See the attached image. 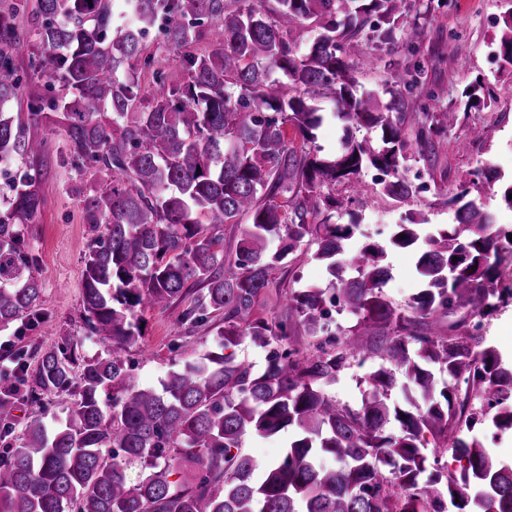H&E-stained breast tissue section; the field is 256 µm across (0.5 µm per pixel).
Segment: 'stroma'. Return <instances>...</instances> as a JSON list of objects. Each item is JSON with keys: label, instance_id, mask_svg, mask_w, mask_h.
Masks as SVG:
<instances>
[{"label": "stroma", "instance_id": "1", "mask_svg": "<svg viewBox=\"0 0 512 512\" xmlns=\"http://www.w3.org/2000/svg\"><path fill=\"white\" fill-rule=\"evenodd\" d=\"M22 2L0 0V12L14 13L22 34L13 54L25 78L27 102L48 96L50 86L48 78L33 74L29 68L34 40L29 33V13L22 9ZM503 12V0H410L408 20L422 32L420 52L410 53L398 39L389 43L363 40L362 52L353 62L358 92L375 95L379 104H386L390 90L402 88L415 71L418 82L406 95L409 111L436 115L452 109L458 114V122L433 153L423 156L410 150L404 175L417 186L412 209L397 207L381 196L375 183L377 173L372 169L359 175L360 192L342 184L336 186V195L349 198L351 204L348 212L336 214L334 221L346 224L357 220L355 243L386 240L395 226L406 223L412 214L427 217L426 231L446 228L452 222L449 193L478 165L489 164L505 177H512V68L501 66L496 56ZM479 75L485 77L493 97L487 108L468 107L463 95ZM26 102L12 104V111L27 112ZM474 127L484 129L482 140H470ZM28 132L47 140L43 162L33 166L29 161L13 159L0 170V185L16 172L32 167L41 180L42 203L28 234L37 257L34 274L43 288L41 319L28 329L0 331V337L11 340V350H24L31 356L70 337L81 343L84 355L95 356L103 346L88 336L80 313L87 247L81 192L105 185L106 176L75 166L61 131L32 125ZM315 249L314 243L303 242L279 264L254 317L277 320L283 312V298L291 291L310 286L329 288L330 276L312 258ZM386 262L391 277L383 292L395 305L407 307L419 288L415 254L408 249H392ZM181 311L178 304L142 310L145 334L129 353L138 383L158 385L174 359H192L205 351L218 350L220 338L214 326L207 324L186 334L179 322ZM11 350L0 351L1 371L12 366ZM371 369V364L347 360L335 381L326 385V394L341 404L359 407L369 392L366 376Z\"/></svg>", "mask_w": 512, "mask_h": 512}]
</instances>
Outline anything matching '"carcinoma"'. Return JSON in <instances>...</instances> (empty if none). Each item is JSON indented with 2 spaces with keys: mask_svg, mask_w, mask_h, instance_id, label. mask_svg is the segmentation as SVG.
<instances>
[{
  "mask_svg": "<svg viewBox=\"0 0 512 512\" xmlns=\"http://www.w3.org/2000/svg\"><path fill=\"white\" fill-rule=\"evenodd\" d=\"M407 2L37 0L30 69L66 95L28 104L25 123L7 111L24 80L9 53L20 39L13 15L0 13V165L42 160L46 140L26 130L42 124L62 129L77 165L110 178L81 199L88 248L80 312L106 349L82 357L64 338L32 368L26 352H14V374L0 383V512H512V461L473 434L478 424L512 431V357L466 320L448 335L436 326L459 309L487 319L512 299V286H499L512 230L472 197L475 180L448 198L453 223L435 234L421 235L427 219L411 217L386 245L356 246V223H312L346 207L329 189L355 186L366 167L386 175L383 194L410 205L416 187L399 174L404 128L417 129L425 152L458 121L453 111L438 119L407 111L410 83L389 91L382 109L358 94L351 60L365 27L384 42L400 26L417 51L421 31L406 20ZM116 13L131 21L112 37ZM309 21L320 32L304 46ZM503 24L499 58L512 67V7ZM154 30L179 54L182 79L170 80L145 53ZM204 37L210 50L199 53ZM131 60L152 72L150 94ZM465 97L492 104L479 77ZM321 98L377 140L350 137L341 153L319 155ZM9 192L0 211V328L38 320L42 296L26 237L42 202L37 174L19 175ZM240 216L249 224L226 255L222 226ZM306 238L337 285L287 296V316L275 323L252 319L276 264ZM273 239L280 249L272 254ZM389 249L417 255L422 288L409 314L383 293ZM187 298L186 332L216 320L221 349L248 339L269 348L265 365L209 351L172 364L157 386L136 383L128 353L142 337L138 308ZM332 301L356 315L349 334L309 354L294 347L295 331L316 335ZM349 358L380 361L357 409L323 390ZM438 372L448 374L441 386ZM398 374L403 405L390 398ZM63 391L73 396L65 420L48 426L36 411L12 437L20 403ZM282 431L290 436L279 458L244 452L248 435ZM430 443L464 465L427 472Z\"/></svg>",
  "mask_w": 512,
  "mask_h": 512,
  "instance_id": "1",
  "label": "carcinoma"
}]
</instances>
